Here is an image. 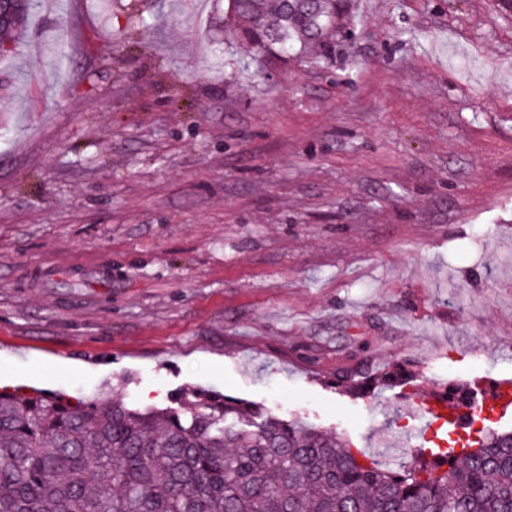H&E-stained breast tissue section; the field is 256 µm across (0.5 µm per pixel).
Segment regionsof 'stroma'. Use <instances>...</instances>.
<instances>
[{"label":"stroma","instance_id":"1","mask_svg":"<svg viewBox=\"0 0 512 512\" xmlns=\"http://www.w3.org/2000/svg\"><path fill=\"white\" fill-rule=\"evenodd\" d=\"M329 40L41 0L0 59V388L205 390L398 464L431 390L512 379V0H343ZM359 345L418 379L336 389Z\"/></svg>","mask_w":512,"mask_h":512}]
</instances>
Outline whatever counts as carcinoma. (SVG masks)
<instances>
[{
    "label": "carcinoma",
    "mask_w": 512,
    "mask_h": 512,
    "mask_svg": "<svg viewBox=\"0 0 512 512\" xmlns=\"http://www.w3.org/2000/svg\"><path fill=\"white\" fill-rule=\"evenodd\" d=\"M255 55L326 41L336 0H232ZM37 0H12L0 36ZM336 374L362 394L409 384L410 361ZM179 408L0 392V512H512V431L482 413L441 421L437 442L384 466L330 431L212 395Z\"/></svg>",
    "instance_id": "1"
}]
</instances>
